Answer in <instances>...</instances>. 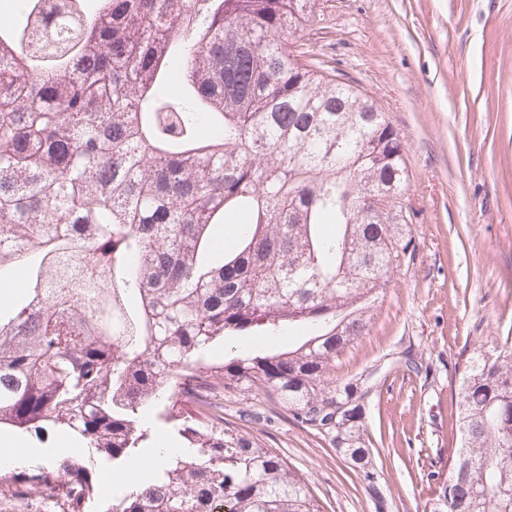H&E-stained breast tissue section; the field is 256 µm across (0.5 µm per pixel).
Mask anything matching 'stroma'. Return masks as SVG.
Wrapping results in <instances>:
<instances>
[{"mask_svg": "<svg viewBox=\"0 0 512 512\" xmlns=\"http://www.w3.org/2000/svg\"><path fill=\"white\" fill-rule=\"evenodd\" d=\"M323 10L299 44L305 61L341 69L381 107L410 175L401 201L416 251L329 373L362 393L379 497L275 398L225 396L224 418L301 475L322 512H425L427 474L456 441L455 364L512 336V0H325Z\"/></svg>", "mask_w": 512, "mask_h": 512, "instance_id": "35a3bbf8", "label": "stroma"}]
</instances>
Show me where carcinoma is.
Masks as SVG:
<instances>
[{
	"label": "carcinoma",
	"mask_w": 512,
	"mask_h": 512,
	"mask_svg": "<svg viewBox=\"0 0 512 512\" xmlns=\"http://www.w3.org/2000/svg\"><path fill=\"white\" fill-rule=\"evenodd\" d=\"M95 4L72 0L50 29L22 0L0 25V282L25 275L0 299V426L67 431L122 472L158 403L187 453L111 512H321L221 400L273 396L368 467L358 387L326 375L415 250L409 225L364 202L407 189L401 135L292 50L321 0ZM255 334L288 346L205 357ZM459 371L458 443L448 474H428L429 512H512V341ZM94 491L69 457L0 472L1 497L59 512H88ZM255 346L253 343L245 341L235 336H228L217 346H215L208 356L214 362L224 363L230 358L238 356L244 349Z\"/></svg>",
	"instance_id": "obj_1"
}]
</instances>
